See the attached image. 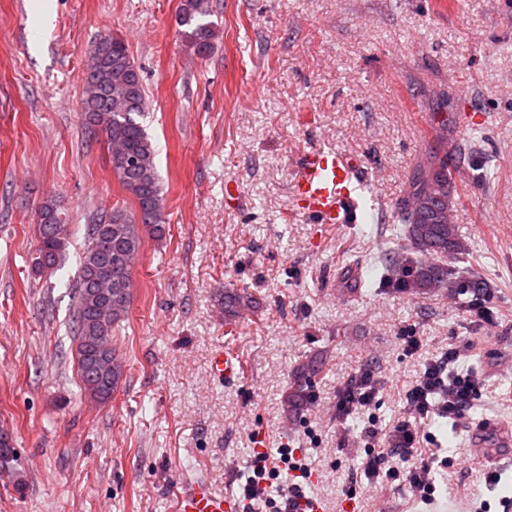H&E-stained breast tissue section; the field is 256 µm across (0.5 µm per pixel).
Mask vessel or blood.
I'll return each instance as SVG.
<instances>
[{
    "label": "vessel or blood",
    "instance_id": "1",
    "mask_svg": "<svg viewBox=\"0 0 512 512\" xmlns=\"http://www.w3.org/2000/svg\"><path fill=\"white\" fill-rule=\"evenodd\" d=\"M361 168L360 159L331 150L303 153L292 185L300 213L320 224L355 223L363 189ZM211 370L218 379L230 382L240 376L242 366L234 356L219 351L212 357ZM491 438L500 447L512 446V433L501 424L471 432L468 446L485 447ZM179 512H239V504L234 497L215 493L205 483L196 482L183 489Z\"/></svg>",
    "mask_w": 512,
    "mask_h": 512
}]
</instances>
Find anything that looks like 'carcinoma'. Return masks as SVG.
Returning <instances> with one entry per match:
<instances>
[{
  "mask_svg": "<svg viewBox=\"0 0 512 512\" xmlns=\"http://www.w3.org/2000/svg\"><path fill=\"white\" fill-rule=\"evenodd\" d=\"M208 0H183L176 25L188 47L207 57L216 36ZM146 91L127 47L112 36L101 38L91 50L82 93L83 123L104 135L112 173L137 205V215L124 207L112 210L86 225L85 248L80 260L71 315L74 356L82 394L105 405L112 400L124 376V364L112 344V331L128 315L131 270L144 245V235L159 241L165 235L164 199L157 174L155 152L140 122L146 111ZM452 173L448 153L433 155L413 171L408 198L399 207L404 225L406 253L384 264V280L395 288H469L476 298L486 282L467 268L451 270L448 261L459 260L465 246L448 223ZM39 243L33 272L39 276L57 269L68 243V225L54 203L47 201L38 212ZM112 282L106 292L96 287ZM225 317L233 319L252 306L247 292L226 291L216 299ZM302 385L286 390L281 403L293 413L305 399Z\"/></svg>",
  "mask_w": 512,
  "mask_h": 512,
  "instance_id": "carcinoma-1",
  "label": "carcinoma"
}]
</instances>
